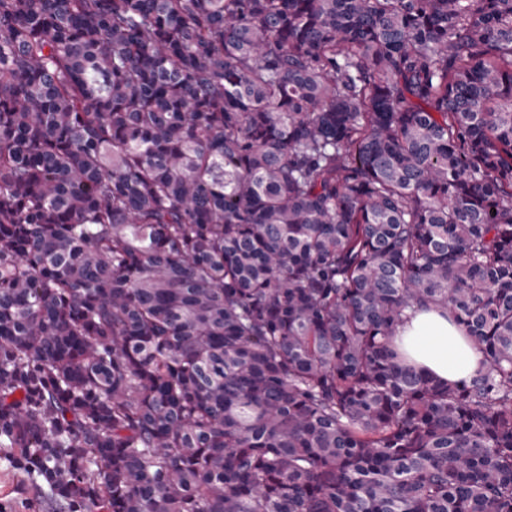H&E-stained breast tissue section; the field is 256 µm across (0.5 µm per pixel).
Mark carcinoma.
I'll use <instances>...</instances> for the list:
<instances>
[{"instance_id":"obj_1","label":"carcinoma","mask_w":512,"mask_h":512,"mask_svg":"<svg viewBox=\"0 0 512 512\" xmlns=\"http://www.w3.org/2000/svg\"><path fill=\"white\" fill-rule=\"evenodd\" d=\"M0 449L64 512H512V0H0ZM393 344L409 365L451 382L467 379L479 367L480 356L464 332L436 309L416 312Z\"/></svg>"}]
</instances>
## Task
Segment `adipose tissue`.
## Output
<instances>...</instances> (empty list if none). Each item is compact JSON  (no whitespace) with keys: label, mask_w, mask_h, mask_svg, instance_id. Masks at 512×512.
Listing matches in <instances>:
<instances>
[{"label":"adipose tissue","mask_w":512,"mask_h":512,"mask_svg":"<svg viewBox=\"0 0 512 512\" xmlns=\"http://www.w3.org/2000/svg\"><path fill=\"white\" fill-rule=\"evenodd\" d=\"M393 344L409 365L451 382L467 379L479 366L480 356L464 332L436 309L416 312Z\"/></svg>","instance_id":"ef3b65f1"}]
</instances>
